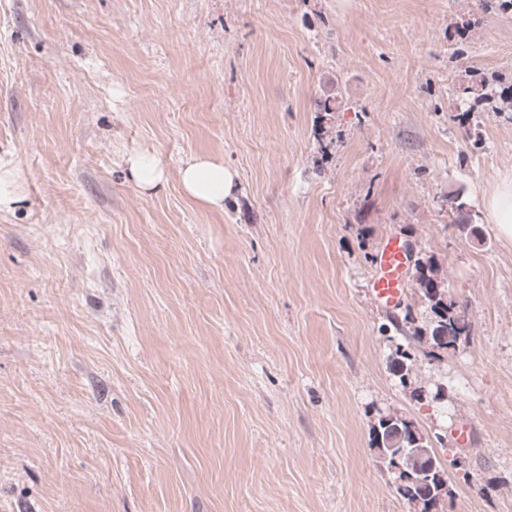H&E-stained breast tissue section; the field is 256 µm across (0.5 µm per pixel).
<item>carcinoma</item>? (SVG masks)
I'll return each mask as SVG.
<instances>
[{
	"label": "carcinoma",
	"mask_w": 512,
	"mask_h": 512,
	"mask_svg": "<svg viewBox=\"0 0 512 512\" xmlns=\"http://www.w3.org/2000/svg\"><path fill=\"white\" fill-rule=\"evenodd\" d=\"M462 92L477 100L493 102L494 114L512 120V85L503 87L483 75L473 74ZM341 104L342 97L335 92L314 100L316 111L327 115L337 111ZM438 272L433 258L416 259L413 277L425 309L430 311L429 321L421 326L414 325L415 317L408 306L403 316L391 317L392 327L397 331L412 325V339L427 347L423 355L433 358L456 350L469 336L465 312L448 297V289L438 277ZM415 360L409 346L399 345L391 355V364L400 385L411 389V395L421 400L425 390L412 387ZM372 445L387 469L400 468L396 491L404 500L418 505L419 512H444L445 502L452 498L453 490L448 484L445 462L435 454L429 438L396 414L380 412L372 426Z\"/></svg>",
	"instance_id": "obj_1"
}]
</instances>
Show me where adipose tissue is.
Here are the masks:
<instances>
[{
    "instance_id": "obj_1",
    "label": "adipose tissue",
    "mask_w": 512,
    "mask_h": 512,
    "mask_svg": "<svg viewBox=\"0 0 512 512\" xmlns=\"http://www.w3.org/2000/svg\"><path fill=\"white\" fill-rule=\"evenodd\" d=\"M125 165L131 180L141 191L154 193L166 183V172L158 158L148 151L128 153ZM179 182L184 196L210 210L224 207V199L233 188V175L222 158L195 154L183 161ZM485 210L497 233L512 240V177L500 179L486 199Z\"/></svg>"
}]
</instances>
